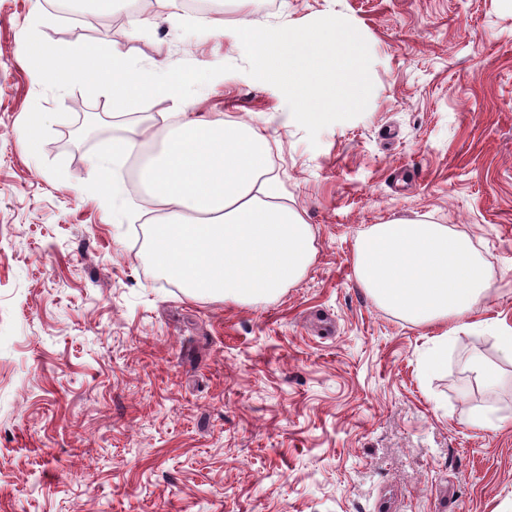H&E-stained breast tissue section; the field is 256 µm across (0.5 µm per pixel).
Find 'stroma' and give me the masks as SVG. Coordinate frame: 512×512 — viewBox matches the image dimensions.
Returning a JSON list of instances; mask_svg holds the SVG:
<instances>
[{
    "mask_svg": "<svg viewBox=\"0 0 512 512\" xmlns=\"http://www.w3.org/2000/svg\"><path fill=\"white\" fill-rule=\"evenodd\" d=\"M51 0H0V512H512V0H250L226 23L302 26L338 15L366 40L365 111L310 144L280 90L245 73L242 46L177 21L136 35L82 31ZM121 43L142 66L233 65L189 99L114 112L29 74L24 37ZM94 137L62 143L77 106ZM177 110L260 128L278 202L316 255L273 300L193 295L150 251L140 193L114 205L91 162L140 121ZM44 113L40 147L18 131ZM423 219L466 233L491 291L443 366L433 329L357 282L359 232ZM494 367L478 381L473 358ZM488 410L497 428L469 423ZM456 328L448 331L446 329L439 336H434V347L426 357L424 366L429 372H436L441 368V365L448 354V344L453 342L455 336H449Z\"/></svg>",
    "mask_w": 512,
    "mask_h": 512,
    "instance_id": "1",
    "label": "stroma"
}]
</instances>
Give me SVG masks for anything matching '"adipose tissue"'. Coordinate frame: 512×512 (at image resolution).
Returning <instances> with one entry per match:
<instances>
[{
	"label": "adipose tissue",
	"mask_w": 512,
	"mask_h": 512,
	"mask_svg": "<svg viewBox=\"0 0 512 512\" xmlns=\"http://www.w3.org/2000/svg\"><path fill=\"white\" fill-rule=\"evenodd\" d=\"M144 134L163 143L140 176L168 211L150 235L152 258L165 274L191 293L237 301L271 299L302 275L315 256L310 226L298 209L273 202L262 180L269 146L259 128L168 112ZM354 269L379 305L441 327L424 361L430 372L440 369L452 341L444 325L470 318L491 287L469 237L426 220L362 231Z\"/></svg>",
	"instance_id": "obj_1"
}]
</instances>
